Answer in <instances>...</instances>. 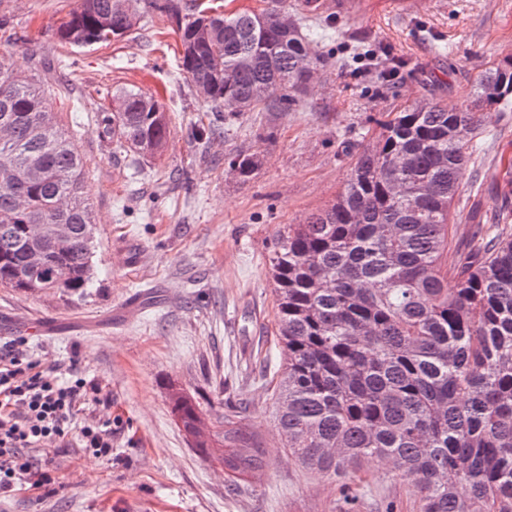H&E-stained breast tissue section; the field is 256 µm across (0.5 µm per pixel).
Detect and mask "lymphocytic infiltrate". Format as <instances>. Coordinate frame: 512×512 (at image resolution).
I'll list each match as a JSON object with an SVG mask.
<instances>
[{
	"instance_id": "1",
	"label": "lymphocytic infiltrate",
	"mask_w": 512,
	"mask_h": 512,
	"mask_svg": "<svg viewBox=\"0 0 512 512\" xmlns=\"http://www.w3.org/2000/svg\"><path fill=\"white\" fill-rule=\"evenodd\" d=\"M25 338L0 348V495L35 477L40 487L54 484L50 471L39 469L34 454L49 451L77 437L83 451L112 457V423L78 420L83 406L100 400L97 380L83 377L74 366H42L24 352Z\"/></svg>"
}]
</instances>
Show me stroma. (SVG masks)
Here are the masks:
<instances>
[{
	"label": "stroma",
	"instance_id": "obj_1",
	"mask_svg": "<svg viewBox=\"0 0 512 512\" xmlns=\"http://www.w3.org/2000/svg\"><path fill=\"white\" fill-rule=\"evenodd\" d=\"M78 0H0L13 41L0 40L15 71L31 75L85 161L95 220V277L83 293H20L0 287V342L28 340L44 365L76 364L103 386L84 417L112 419V458L77 440L39 455L51 494L22 485L0 512H419L410 478L363 464L354 504L343 479L303 468L284 448L273 381L282 364L268 256L279 225L325 207L349 173L345 142L375 129L395 102L431 94L458 107L490 63L512 58V0H355L321 4L337 38V65L292 110L244 112L228 135L197 139L203 100L177 70L180 42L152 10L107 44L62 48L57 31ZM408 61L398 99L377 95L374 75L342 63L356 49ZM135 87L171 118L153 158L133 159L101 137L102 93ZM263 158L249 180L226 155ZM512 111L489 112L473 141L455 209V239L476 223L512 214ZM41 322L46 333L28 332ZM212 413L236 411L257 435L265 465L232 485L220 463L189 445L172 396Z\"/></svg>",
	"mask_w": 512,
	"mask_h": 512
}]
</instances>
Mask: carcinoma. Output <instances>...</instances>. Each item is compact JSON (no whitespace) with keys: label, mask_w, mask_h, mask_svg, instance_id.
Returning a JSON list of instances; mask_svg holds the SVG:
<instances>
[{"label":"carcinoma","mask_w":512,"mask_h":512,"mask_svg":"<svg viewBox=\"0 0 512 512\" xmlns=\"http://www.w3.org/2000/svg\"><path fill=\"white\" fill-rule=\"evenodd\" d=\"M138 0H81L60 42L89 46L130 32ZM182 43L178 68L224 120L287 112L334 64L318 50L329 24L311 0H266L259 12L208 13L193 0H149ZM512 103V59L489 67L455 109L425 96L397 106L370 137L345 146L352 163L335 201L274 234L269 268L283 364L274 395L280 433L303 467L356 477L368 456L414 482L420 512H512V232L479 225L477 244L451 250L455 200L482 113ZM101 134L138 158L170 133L160 102L134 89L100 107ZM224 162L242 178L260 158ZM84 161L28 76L0 56V286L28 292L26 224H67L48 287L93 278V213ZM184 430L202 415L174 399ZM215 455L232 477L264 462L236 415L213 417Z\"/></svg>","instance_id":"cac0c4a2"}]
</instances>
